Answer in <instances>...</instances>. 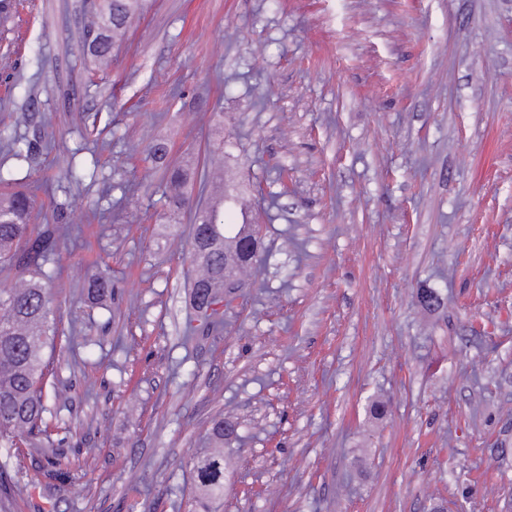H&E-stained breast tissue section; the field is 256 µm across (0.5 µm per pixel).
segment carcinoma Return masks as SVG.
I'll list each match as a JSON object with an SVG mask.
<instances>
[{
    "instance_id": "1",
    "label": "carcinoma",
    "mask_w": 512,
    "mask_h": 512,
    "mask_svg": "<svg viewBox=\"0 0 512 512\" xmlns=\"http://www.w3.org/2000/svg\"><path fill=\"white\" fill-rule=\"evenodd\" d=\"M148 0H95L84 21L82 42L94 62L106 64L115 44L124 39L134 19L142 16ZM0 144L19 159L29 160L33 146L0 131ZM155 163L147 170L150 177L162 171L165 183L163 207L169 222L187 208L186 185L190 169L166 163L168 145L158 142L150 148ZM37 207L35 195L25 189L0 193V264L23 271L38 269L58 248V229L33 224ZM191 253V301L202 322L199 333L212 334L224 325V255L231 256V268L241 275L258 261L256 252L240 248L257 236L254 225L224 223V193L199 204L194 210ZM90 293L102 299L112 295V273L100 269L89 283ZM52 300L42 281L31 275L18 278L0 289V441L15 445L18 437L40 431L45 413V369L42 352L55 335L51 322ZM238 436L236 425L222 418L214 420L211 436L215 448L193 457L192 480L204 499L224 494V440ZM37 469L46 478L65 482L70 477L71 461L57 450L44 455Z\"/></svg>"
}]
</instances>
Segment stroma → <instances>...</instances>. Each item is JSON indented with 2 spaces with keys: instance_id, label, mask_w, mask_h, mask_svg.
<instances>
[{
  "instance_id": "stroma-1",
  "label": "stroma",
  "mask_w": 512,
  "mask_h": 512,
  "mask_svg": "<svg viewBox=\"0 0 512 512\" xmlns=\"http://www.w3.org/2000/svg\"><path fill=\"white\" fill-rule=\"evenodd\" d=\"M89 9L0 26V130L38 148L0 149V177L49 178L43 215L80 234L42 268L59 393L34 444L0 445V512H512V0H154L105 68ZM219 139L260 261L190 338L191 215L140 177L166 142L206 200ZM220 415L239 438L205 507ZM47 448L79 463L51 491ZM231 435L238 438L236 425L224 418L214 420L211 436L215 447L212 451L193 457L192 480L196 491L204 499L224 494V439ZM230 441V440H227Z\"/></svg>"
}]
</instances>
